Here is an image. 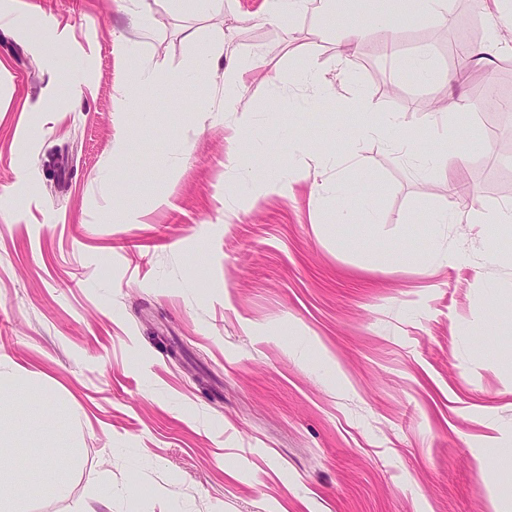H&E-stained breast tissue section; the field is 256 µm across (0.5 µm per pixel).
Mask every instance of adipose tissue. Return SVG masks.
<instances>
[{
    "mask_svg": "<svg viewBox=\"0 0 512 512\" xmlns=\"http://www.w3.org/2000/svg\"><path fill=\"white\" fill-rule=\"evenodd\" d=\"M448 10V0H389L386 8L377 11L374 24L384 36H392L400 20L418 22L443 19ZM320 14L327 28L338 30L339 45L357 51L363 30L355 18L353 0H320ZM228 42L220 35L201 43L196 52L192 70L177 75L180 83H200L211 76L223 77L224 109L239 112L243 109L244 76L250 64L238 56H226ZM435 224H484L489 231L499 225L512 223V204L494 210L477 208L466 187H459L448 210L431 218ZM30 473L24 474L15 467L0 468V512H31V502L36 488H43L50 496L65 499L70 495V477L66 466L60 465L52 449L36 448L32 451Z\"/></svg>",
    "mask_w": 512,
    "mask_h": 512,
    "instance_id": "obj_1",
    "label": "adipose tissue"
}]
</instances>
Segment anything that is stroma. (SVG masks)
Here are the masks:
<instances>
[{
  "label": "stroma",
  "mask_w": 512,
  "mask_h": 512,
  "mask_svg": "<svg viewBox=\"0 0 512 512\" xmlns=\"http://www.w3.org/2000/svg\"><path fill=\"white\" fill-rule=\"evenodd\" d=\"M464 2L396 32L431 50L425 81L397 71L375 0L357 6L362 50L346 61L314 12L273 24L264 0L204 16L170 0H0V377L30 381L0 386V410L58 415L36 447L83 451L70 498L33 512H512V466L491 462L512 455V325L483 320L512 301L497 256L512 234L494 251L483 225L430 221L460 180L483 209L512 203L483 144L491 116L460 113L445 83L469 39ZM228 28L227 52L262 49L244 112L221 107V76L165 84ZM125 42L161 83L119 112ZM306 62L326 75L319 95L293 75ZM358 91L402 123L345 175L376 223L341 224L328 156L376 119L351 112ZM419 130L448 154L440 170L415 174L392 149ZM287 131L324 152H291ZM468 139L482 146L457 165ZM250 164L287 166L289 189L258 194ZM148 197L161 206L130 214ZM436 242L464 263L422 262ZM405 249L417 261L399 263Z\"/></svg>",
  "instance_id": "35a3bbf8"
}]
</instances>
